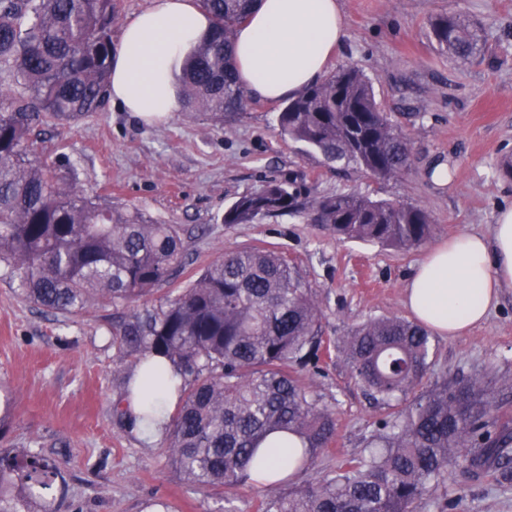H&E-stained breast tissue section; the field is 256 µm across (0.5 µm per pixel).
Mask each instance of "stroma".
<instances>
[{"label":"stroma","mask_w":512,"mask_h":512,"mask_svg":"<svg viewBox=\"0 0 512 512\" xmlns=\"http://www.w3.org/2000/svg\"><path fill=\"white\" fill-rule=\"evenodd\" d=\"M346 35L326 70L360 69L377 102L412 139V165L379 180L353 164L332 163L282 138L279 103L251 99L242 112L216 120L206 112L172 113L149 123L115 104L100 112L34 125L37 155L75 169L78 184L158 224H176L183 266L170 290L184 287L224 252L265 247L284 253L321 310L320 334L330 356L303 371L319 407L336 415V434L288 485L303 486L361 455L386 419L355 383L336 342L365 320L406 316L405 285L429 246L463 233H488L500 209L512 207V0H340ZM465 16L482 51L462 61L436 44L430 23ZM445 159L454 167L444 187L427 177ZM282 178L301 202L340 192L410 203L434 220L429 245L397 250L337 240L312 223L308 210L254 224H226L225 209L263 181ZM117 310L92 307L75 315L45 312L23 300L16 282L0 277V410L10 417L0 447L29 448L50 458L66 481L51 512H146L151 501L169 512H257L266 488L228 496L186 483L163 442L144 444L113 410L133 359L112 346ZM437 359L417 387L437 376L493 379L497 413L512 423V293L487 320L454 339L435 337ZM438 496L448 512H512V480L465 481L448 472Z\"/></svg>","instance_id":"1"}]
</instances>
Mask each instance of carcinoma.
<instances>
[{"mask_svg": "<svg viewBox=\"0 0 512 512\" xmlns=\"http://www.w3.org/2000/svg\"><path fill=\"white\" fill-rule=\"evenodd\" d=\"M212 18L177 76L186 112L224 119L240 112L247 92L238 81L233 47L254 0H199ZM120 0H0V275L18 281L24 298L54 313L77 315L95 303L131 308L112 326L121 357L161 358L179 370L181 406L172 416V464L193 485L230 489L256 485L252 468L271 433L297 436L287 463L303 469L335 435L334 414L295 377L319 359V306L286 257L258 247L224 253L175 295L143 309L147 296L172 282L184 243L176 224L89 196L75 173L35 156L32 125L99 111L109 98L114 26ZM439 47L459 59L479 50L480 37L460 15L431 22ZM280 135L325 159L363 167L378 179L411 167V142L353 66H342L288 100ZM301 192L271 179L238 198L225 224H254L299 211ZM312 220L339 240L407 250L432 236L420 207L354 193L321 196ZM338 351L376 403L407 401L432 365L431 335L422 324L386 316L342 337ZM486 377L433 387L383 420L351 459L307 485L267 496L261 512H418L459 466L476 482L512 475V428L499 422ZM65 480L47 457L0 448V494L21 486L22 505Z\"/></svg>", "mask_w": 512, "mask_h": 512, "instance_id": "carcinoma-1", "label": "carcinoma"}]
</instances>
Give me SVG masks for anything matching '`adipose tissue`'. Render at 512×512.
<instances>
[{"label":"adipose tissue","mask_w":512,"mask_h":512,"mask_svg":"<svg viewBox=\"0 0 512 512\" xmlns=\"http://www.w3.org/2000/svg\"><path fill=\"white\" fill-rule=\"evenodd\" d=\"M210 28L191 0H153L122 30L112 61L113 102L143 119L177 111L175 75ZM344 36L339 0H256L234 44L240 81L265 101L297 97L322 76ZM506 291L512 292V207L498 212L490 234L460 233L430 251L406 286L404 304L436 333L454 337L484 322ZM160 371L164 387L144 394L138 385L148 366L136 363L124 401L128 423L147 443L169 423L182 383L172 365L161 363ZM149 404L159 409L152 423L143 417Z\"/></svg>","instance_id":"obj_1"}]
</instances>
